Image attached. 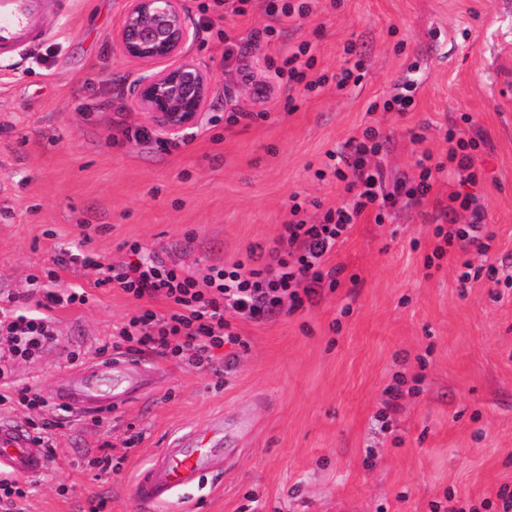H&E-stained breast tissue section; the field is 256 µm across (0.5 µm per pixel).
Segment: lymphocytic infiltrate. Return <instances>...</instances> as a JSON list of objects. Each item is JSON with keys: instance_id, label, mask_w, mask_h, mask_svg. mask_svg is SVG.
Segmentation results:
<instances>
[{"instance_id": "1", "label": "lymphocytic infiltrate", "mask_w": 512, "mask_h": 512, "mask_svg": "<svg viewBox=\"0 0 512 512\" xmlns=\"http://www.w3.org/2000/svg\"><path fill=\"white\" fill-rule=\"evenodd\" d=\"M380 137V131L369 126L361 136L345 143L354 156L353 172L348 175L340 171L336 177L345 182L351 193L348 202L328 209L322 222L316 224L300 219V204H292L290 218L268 254H260L252 246L242 259L212 264L201 271L166 250L104 267L78 248H60L53 258L55 268L48 272V282L42 285L34 307H27V297L21 294L17 297L18 308L0 310V403L8 401L10 392L15 391L20 404L35 406L36 401L27 390H15L10 375L4 371L5 365L45 351L55 339L54 311L88 301L83 286L56 288L60 270L78 265L100 267L104 275L95 280V287L109 285L138 300H162L168 304L165 314L146 311L117 326L112 334L113 350H150L202 369L212 363L216 350L238 344L230 316L254 320L263 315L289 314L305 301L314 300L323 288L336 287L340 271L330 266L329 257L362 215L382 214L403 194L423 202L437 181L445 178L461 174L466 182L477 180L473 170L475 139L449 133L444 158L436 160L431 154H423L416 161L417 177L392 181L378 159ZM448 199L450 204L444 214L449 226L436 228L438 243L433 257L443 258L452 245L464 253H484L489 234L481 214L471 208V196L453 192ZM461 210L470 212L469 223H458L457 213Z\"/></svg>"}]
</instances>
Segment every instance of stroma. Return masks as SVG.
I'll list each match as a JSON object with an SVG mask.
<instances>
[{"label": "stroma", "instance_id": "obj_1", "mask_svg": "<svg viewBox=\"0 0 512 512\" xmlns=\"http://www.w3.org/2000/svg\"><path fill=\"white\" fill-rule=\"evenodd\" d=\"M187 5L192 55L216 92L174 142L129 136L146 122L129 96L140 66L114 41L126 0H48L51 38L0 60V307L86 235L106 265L127 261L134 243L202 267L271 246L290 200L317 222L346 199L334 170L369 126L383 132L391 175L422 153L443 156L449 128L481 134L479 181H441L422 205L404 199L382 223L359 219L330 258L339 286L287 316L233 319L241 343L217 350L210 368L141 353L145 393L105 413L63 406L55 391L101 361L137 306L93 287L91 271L62 270L60 285H91L88 303L57 310L49 351L12 367L44 404L0 405V420L61 423L55 459L18 479L21 512H89L98 500L104 512H141L132 485L153 454L219 416L237 429L223 476L161 512H502L498 492L512 489V0H247L241 15L216 0ZM303 43L309 79H326L313 91L284 65ZM347 68L360 79L338 88ZM409 76L421 82L409 111H384ZM457 190L488 224V251L453 247L425 266ZM467 258L483 272L464 284ZM105 441L103 470L88 451Z\"/></svg>", "mask_w": 512, "mask_h": 512}]
</instances>
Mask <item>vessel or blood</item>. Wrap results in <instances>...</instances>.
I'll return each instance as SVG.
<instances>
[{
    "instance_id": "obj_1",
    "label": "vessel or blood",
    "mask_w": 512,
    "mask_h": 512,
    "mask_svg": "<svg viewBox=\"0 0 512 512\" xmlns=\"http://www.w3.org/2000/svg\"><path fill=\"white\" fill-rule=\"evenodd\" d=\"M46 0H0V57L39 47L50 35ZM142 386L140 365L127 357L85 370L56 392L59 402L80 403L103 413L131 398ZM224 422L215 420L165 444L134 484L135 497L146 506L168 504L180 489L224 470ZM44 450L18 425L0 421V468L15 475L38 472Z\"/></svg>"
}]
</instances>
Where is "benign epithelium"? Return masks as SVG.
Listing matches in <instances>:
<instances>
[{
  "label": "benign epithelium",
  "instance_id": "benign-epithelium-1",
  "mask_svg": "<svg viewBox=\"0 0 512 512\" xmlns=\"http://www.w3.org/2000/svg\"><path fill=\"white\" fill-rule=\"evenodd\" d=\"M197 36L186 0H127L115 34L119 51L144 67L130 99L165 139L198 124L215 91L191 54Z\"/></svg>",
  "mask_w": 512,
  "mask_h": 512
}]
</instances>
